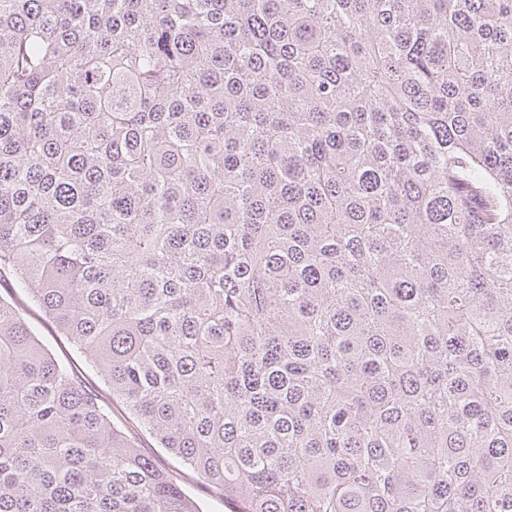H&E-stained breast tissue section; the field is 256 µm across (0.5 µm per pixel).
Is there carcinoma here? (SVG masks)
<instances>
[{
  "label": "carcinoma",
  "instance_id": "obj_1",
  "mask_svg": "<svg viewBox=\"0 0 512 512\" xmlns=\"http://www.w3.org/2000/svg\"><path fill=\"white\" fill-rule=\"evenodd\" d=\"M239 512H512V0H0V272ZM0 512H199L0 296Z\"/></svg>",
  "mask_w": 512,
  "mask_h": 512
}]
</instances>
